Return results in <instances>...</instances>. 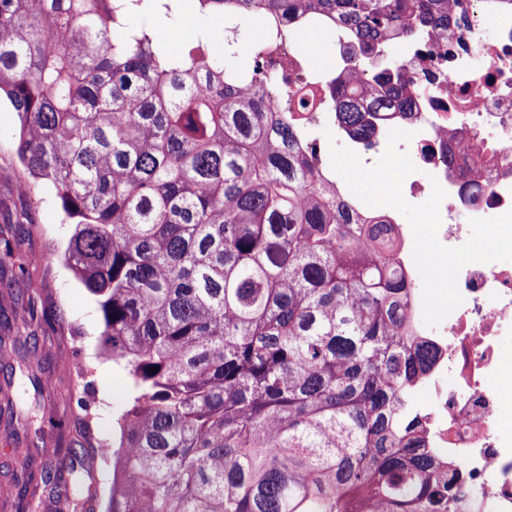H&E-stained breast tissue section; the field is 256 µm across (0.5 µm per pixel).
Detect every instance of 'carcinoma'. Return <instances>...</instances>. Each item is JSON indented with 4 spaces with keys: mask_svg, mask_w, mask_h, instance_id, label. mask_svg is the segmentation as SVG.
Segmentation results:
<instances>
[{
    "mask_svg": "<svg viewBox=\"0 0 512 512\" xmlns=\"http://www.w3.org/2000/svg\"><path fill=\"white\" fill-rule=\"evenodd\" d=\"M201 20L178 49L156 24ZM328 23L375 83L330 93L367 138L414 80L378 61L388 40L448 37L450 0H0V97L21 161L75 221L67 260L98 298L105 352L135 396L117 419L106 512H448L458 470L422 445L412 391L437 358L414 336L410 285L384 221L322 182L290 95L248 87L239 35L265 20ZM235 24L224 49L216 38ZM489 162L448 164L463 178ZM159 370L150 372V368ZM22 467L0 497L49 491L95 512L89 472L47 457L26 421Z\"/></svg>",
    "mask_w": 512,
    "mask_h": 512,
    "instance_id": "carcinoma-1",
    "label": "carcinoma"
}]
</instances>
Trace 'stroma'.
Returning <instances> with one entry per match:
<instances>
[{
	"label": "stroma",
	"instance_id": "stroma-1",
	"mask_svg": "<svg viewBox=\"0 0 512 512\" xmlns=\"http://www.w3.org/2000/svg\"><path fill=\"white\" fill-rule=\"evenodd\" d=\"M19 118L9 102L0 103V243L9 242L15 256L41 257L33 273L32 290L11 299L0 285V312L20 325L35 314L36 342L18 341L16 351L35 355L43 378L54 389L36 395L29 379L0 358V386L8 387L12 408H0V484L11 483L20 464L12 454L25 444L24 416L48 413L45 444H77L93 458L99 492L112 482V464L94 458L100 442L118 439L116 416L132 398L127 372L104 355L103 324L94 296L77 279L64 259L73 233L63 221L55 196L42 187L33 195L19 186L27 172L18 157Z\"/></svg>",
	"mask_w": 512,
	"mask_h": 512
}]
</instances>
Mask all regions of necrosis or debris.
<instances>
[{
  "label": "necrosis or debris",
  "mask_w": 512,
  "mask_h": 512,
  "mask_svg": "<svg viewBox=\"0 0 512 512\" xmlns=\"http://www.w3.org/2000/svg\"><path fill=\"white\" fill-rule=\"evenodd\" d=\"M453 21L447 45L437 50L401 46L400 59L416 85L414 111L388 116L367 140L339 128L335 113L324 109L336 79L360 62L353 40L337 38L332 70L296 51L271 56L262 41L248 45L263 57L266 70L287 74L290 89L308 98L309 110L301 115L307 146L324 148L321 134L332 130L339 145L369 165L384 154L391 129L412 132L400 149L418 171L405 179L403 195L418 205L428 200L433 184H440L446 196L438 238L447 247L469 239L471 219L512 210V166L503 162L512 156V5L457 0ZM461 136L469 153L487 149L502 157L485 167L477 187L469 190L448 166V152ZM384 215L400 242L398 274L414 287L413 330L438 351L413 393L425 416L427 445L459 467L466 499L457 512H512V394L501 384L503 372L512 368V344H503L512 341V265H466L458 277L462 304L439 326H426L420 320L422 282L412 259V228L393 208Z\"/></svg>",
  "instance_id": "1"
}]
</instances>
